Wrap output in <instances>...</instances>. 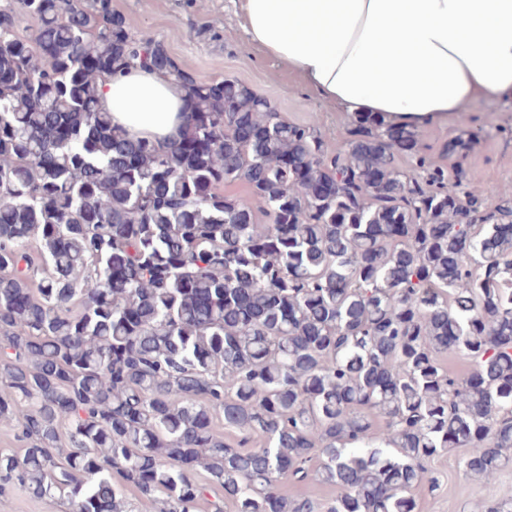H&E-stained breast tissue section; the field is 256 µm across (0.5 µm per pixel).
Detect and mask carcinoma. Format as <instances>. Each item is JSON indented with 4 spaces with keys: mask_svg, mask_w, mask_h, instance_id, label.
<instances>
[{
    "mask_svg": "<svg viewBox=\"0 0 512 512\" xmlns=\"http://www.w3.org/2000/svg\"><path fill=\"white\" fill-rule=\"evenodd\" d=\"M18 3L0 5V419L26 446L0 452V486L67 512H314L279 483L319 458L326 512H416L426 463L457 448L493 481L512 203L419 156L422 187L395 165L415 133L383 117L330 152L237 81L194 80L111 0ZM134 66L185 92L177 142L99 106L100 77ZM238 179L254 204L224 195Z\"/></svg>",
    "mask_w": 512,
    "mask_h": 512,
    "instance_id": "obj_1",
    "label": "carcinoma"
}]
</instances>
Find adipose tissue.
<instances>
[{"instance_id": "obj_1", "label": "adipose tissue", "mask_w": 512, "mask_h": 512, "mask_svg": "<svg viewBox=\"0 0 512 512\" xmlns=\"http://www.w3.org/2000/svg\"><path fill=\"white\" fill-rule=\"evenodd\" d=\"M253 46L324 102L417 127L480 100L512 102V0H234ZM114 124L178 137L183 97L165 73L101 78Z\"/></svg>"}]
</instances>
